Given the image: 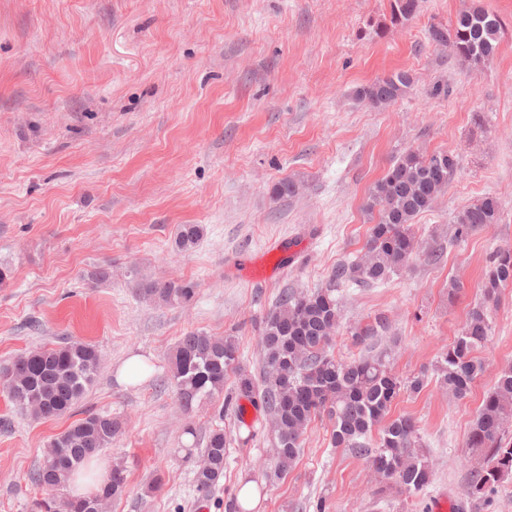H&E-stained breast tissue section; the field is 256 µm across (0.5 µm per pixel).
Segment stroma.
Returning <instances> with one entry per match:
<instances>
[{
	"instance_id": "obj_1",
	"label": "stroma",
	"mask_w": 512,
	"mask_h": 512,
	"mask_svg": "<svg viewBox=\"0 0 512 512\" xmlns=\"http://www.w3.org/2000/svg\"><path fill=\"white\" fill-rule=\"evenodd\" d=\"M475 3L506 23L497 54L478 71L428 38L430 25ZM371 19L385 23L383 35L366 32ZM399 70L414 85L394 105L355 100L357 86ZM438 81L447 97L430 96ZM407 150L458 160L447 190L414 221L423 246H443V257L339 294L345 327L388 317L380 346L396 374L429 370L426 386L402 393L391 413L417 420L433 480L420 497L377 499V476L332 446L324 417L285 474L254 471L255 460L273 458L266 413L249 427L220 416L214 402L185 413L164 383L170 354L190 331L231 335L241 368L258 374L259 328L280 292L327 287L338 263L361 255L373 222L368 190ZM285 179L298 194L274 199ZM488 195L500 202V223L452 242L456 213ZM183 224L204 227L189 252L174 245ZM277 242L292 254L277 279L225 273ZM507 248L512 0H420L396 25L389 0H0V263L13 269L0 287V367L67 338L102 354L74 413L57 419L21 410L0 385V512H31L41 496L31 472L86 411L124 421L102 455L124 469L127 488L105 512H226L246 481L257 488L252 512H299L321 497L329 512H427L441 488L465 492L476 464L467 434L512 365L511 286L477 353L484 370L471 393L457 399L431 373L479 298L490 255ZM101 267L110 275L98 282ZM137 274L193 283L196 298L181 306L140 299ZM133 355L148 372L120 381ZM216 426L230 442L224 477L201 503L194 470ZM157 474L161 488L147 493Z\"/></svg>"
}]
</instances>
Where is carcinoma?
<instances>
[{
  "mask_svg": "<svg viewBox=\"0 0 512 512\" xmlns=\"http://www.w3.org/2000/svg\"><path fill=\"white\" fill-rule=\"evenodd\" d=\"M419 0H390L391 22L403 23L414 16ZM505 23L480 6L460 11L448 26L433 24L429 40L449 48L460 63L478 68L493 59ZM413 77L399 71L354 90L357 101L386 109L403 98ZM456 158L446 151L430 154L408 150L397 156L384 175L369 188L365 210L377 214L364 246V256L336 265L332 285L311 292L287 288L264 318L259 336L263 362L259 378L239 366V343L233 336H214L191 331L181 337L170 357L167 381L175 388L181 408L189 413L205 399L224 394L222 408L241 414L242 400L261 405L274 433V458L279 472H286L302 451L312 420L326 417L332 424L331 444L347 448L367 460L380 477L375 495L382 499L394 489L408 498L420 495L431 483L432 463L422 451L416 419L411 415L388 418L402 392H419L427 371L400 378L392 373L389 356L375 352V343L389 330V320L377 313L349 329L351 343L361 354L338 359L329 348L340 328L338 285L375 286L388 281L424 254L433 262L441 254L422 251L413 229L414 219L430 210L457 173ZM501 219L497 198L486 196L455 216L453 241L464 242L474 232ZM203 236L200 224H183L175 245L193 249ZM512 284V249L493 254L485 267L481 297L467 312L456 340L446 347L434 365L440 384L455 397L465 398L481 375L482 363L474 352L485 346L493 330L492 309L501 289ZM136 294L163 305L186 304L195 297L190 283L133 278ZM100 364L98 348L87 342L67 341L28 352L0 371L7 397L40 419L60 418L74 411ZM233 388L224 391L229 375ZM512 367L500 373L495 387L484 397L466 442L477 464L467 482V494L484 500L505 478L512 476ZM379 439L370 443L376 426ZM122 422L109 414L88 413L50 442L64 453L47 454L30 474L43 497L33 503L34 512H91L95 505L125 493L123 469L112 468L107 483L94 494L72 499L64 494L71 473L84 461L112 446ZM204 459L194 473L198 501L211 497L221 478L227 457L224 429L212 428L203 437Z\"/></svg>",
  "mask_w": 512,
  "mask_h": 512,
  "instance_id": "cac0c4a2",
  "label": "carcinoma"
}]
</instances>
